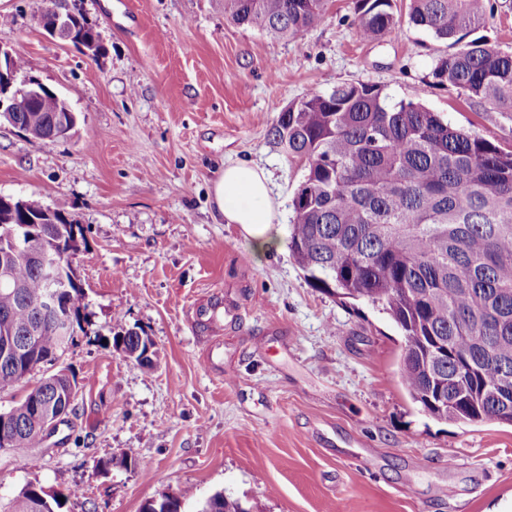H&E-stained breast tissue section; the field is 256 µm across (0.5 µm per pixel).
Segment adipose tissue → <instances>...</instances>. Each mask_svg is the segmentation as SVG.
Segmentation results:
<instances>
[{"label": "adipose tissue", "instance_id": "1", "mask_svg": "<svg viewBox=\"0 0 512 512\" xmlns=\"http://www.w3.org/2000/svg\"><path fill=\"white\" fill-rule=\"evenodd\" d=\"M212 195L218 219L238 225L254 254L277 245V208L270 177L263 169L246 161L225 165L213 183Z\"/></svg>", "mask_w": 512, "mask_h": 512}]
</instances>
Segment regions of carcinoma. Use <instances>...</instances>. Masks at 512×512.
Returning a JSON list of instances; mask_svg holds the SVG:
<instances>
[{
	"instance_id": "cac0c4a2",
	"label": "carcinoma",
	"mask_w": 512,
	"mask_h": 512,
	"mask_svg": "<svg viewBox=\"0 0 512 512\" xmlns=\"http://www.w3.org/2000/svg\"><path fill=\"white\" fill-rule=\"evenodd\" d=\"M224 19L256 27L273 40L293 38L321 21L324 0H222ZM359 29L378 39L394 28L389 0H355ZM486 0H411L408 23L447 45L433 62L432 77L470 100L512 116V51L468 39L485 22ZM71 42L101 51L100 34L83 16L73 22ZM65 99L47 93L21 111L15 122L38 140L53 134V119ZM272 143L304 162L306 174L292 199L289 248L312 284L340 299L363 300L387 313L401 330L400 374L411 398L439 420L430 401L437 380L450 400L466 393L458 407L473 423L512 424V148L506 149L456 127L439 113L412 101L392 103L369 83L338 84L288 104L269 131ZM86 243L84 230L61 209L55 223L34 241L69 263L67 251ZM18 287L0 284V345L3 327L19 330L39 317L43 277L18 259L12 270ZM73 336L82 330L84 291L62 294ZM448 352L435 360L436 338ZM144 332L121 328L113 346L147 370L160 365L157 348L146 351ZM67 349L53 323L43 318L28 367L0 357V389L12 386ZM66 368L41 377L0 419L11 442L0 451L34 460L43 434L30 423L34 399L65 404L71 383ZM195 498L191 486L146 501L141 512H184ZM58 495L26 486L3 512H58ZM200 512H248L245 503L217 491Z\"/></svg>"
}]
</instances>
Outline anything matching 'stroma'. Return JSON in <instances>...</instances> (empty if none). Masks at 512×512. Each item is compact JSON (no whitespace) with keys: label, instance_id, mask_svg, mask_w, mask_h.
<instances>
[{"label":"stroma","instance_id":"stroma-1","mask_svg":"<svg viewBox=\"0 0 512 512\" xmlns=\"http://www.w3.org/2000/svg\"><path fill=\"white\" fill-rule=\"evenodd\" d=\"M76 5L99 56L48 37L40 0H0V45L78 116L53 143L0 125V195L63 209L86 237L85 321L60 360L79 383L75 410L37 465L0 452V501L31 484L66 494L61 512H141L188 485L252 512L512 507V426L425 412L401 383L390 317L315 288L287 245L252 255L211 191L224 164L249 161L289 226L304 169L269 130L312 89L372 83L506 148L512 119L436 85L444 45L407 24L408 0H392L399 23L377 41L354 0H327L317 25L280 41L225 21L219 0ZM117 324L151 336L161 366L117 352ZM122 454L137 466L109 467Z\"/></svg>","mask_w":512,"mask_h":512}]
</instances>
